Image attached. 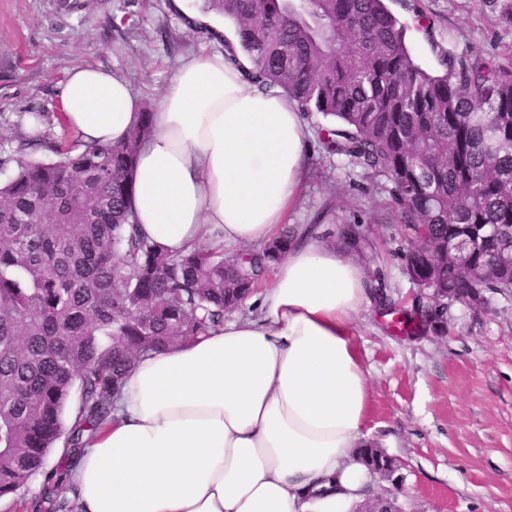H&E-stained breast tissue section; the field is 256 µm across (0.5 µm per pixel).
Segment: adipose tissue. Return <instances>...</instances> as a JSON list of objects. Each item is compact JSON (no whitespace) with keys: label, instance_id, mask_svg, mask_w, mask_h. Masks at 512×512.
<instances>
[{"label":"adipose tissue","instance_id":"adipose-tissue-1","mask_svg":"<svg viewBox=\"0 0 512 512\" xmlns=\"http://www.w3.org/2000/svg\"><path fill=\"white\" fill-rule=\"evenodd\" d=\"M250 66L183 60L152 116L130 204L140 234L170 253L263 247L302 192L303 116L251 85ZM58 99L87 144L126 139L138 110L122 77L87 64ZM374 297L363 267L298 226L245 314L134 366L67 494L81 512H350L370 480L357 450L372 405L353 318Z\"/></svg>","mask_w":512,"mask_h":512}]
</instances>
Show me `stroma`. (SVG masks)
<instances>
[{
  "label": "stroma",
  "mask_w": 512,
  "mask_h": 512,
  "mask_svg": "<svg viewBox=\"0 0 512 512\" xmlns=\"http://www.w3.org/2000/svg\"><path fill=\"white\" fill-rule=\"evenodd\" d=\"M406 26V44L425 70L440 56L496 57L512 70V0H389ZM195 0H0V146L16 145L25 114L59 111L57 89L76 64L100 66L127 80L140 110L156 111L180 61L223 51L184 21ZM431 34L419 36L418 17ZM125 25L113 28V18ZM305 121L309 169L288 228L315 225L344 246L374 288L400 303L415 290L405 273L410 243L396 224L374 221L390 185L327 155ZM484 311L457 303L448 333L406 334L378 305L354 318L369 373L368 427L398 459L411 512H512V296L487 293Z\"/></svg>",
  "instance_id": "35a3bbf8"
}]
</instances>
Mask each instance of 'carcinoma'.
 Segmentation results:
<instances>
[{
  "label": "carcinoma",
  "instance_id": "cac0c4a2",
  "mask_svg": "<svg viewBox=\"0 0 512 512\" xmlns=\"http://www.w3.org/2000/svg\"><path fill=\"white\" fill-rule=\"evenodd\" d=\"M200 13L234 24V43L202 28L229 59L249 58L253 85L322 115L326 154L391 183L389 216L412 244L406 274L445 289L428 315L512 292V268L497 263L512 246L511 70L445 55L441 72L423 70L386 0H202ZM27 116L35 131L0 156V498L25 488L59 439L87 445L137 358L223 327L290 240L232 259L171 254L139 234L127 205L151 113L105 146L66 144L48 114ZM359 456L371 475L394 463L374 444ZM400 497L397 487L371 508L402 512Z\"/></svg>",
  "mask_w": 512,
  "mask_h": 512
}]
</instances>
